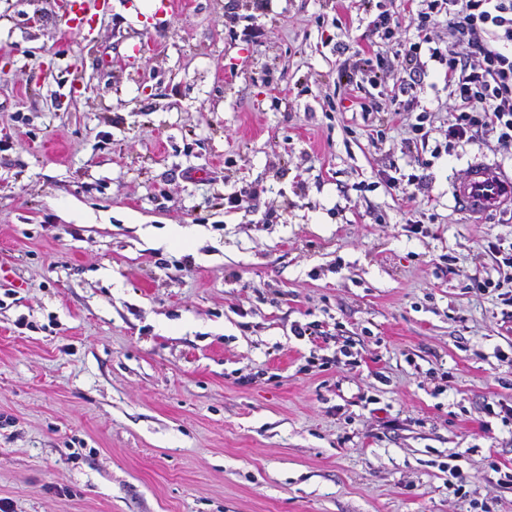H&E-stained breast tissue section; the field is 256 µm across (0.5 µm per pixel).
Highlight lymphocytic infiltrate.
Wrapping results in <instances>:
<instances>
[{
	"label": "lymphocytic infiltrate",
	"instance_id": "f902f5d3",
	"mask_svg": "<svg viewBox=\"0 0 512 512\" xmlns=\"http://www.w3.org/2000/svg\"><path fill=\"white\" fill-rule=\"evenodd\" d=\"M417 15V39L396 70L400 109L410 112L406 93L422 73L426 60L444 65L454 117L449 140L495 137L512 150V0H426ZM447 15L450 40L429 35L434 17Z\"/></svg>",
	"mask_w": 512,
	"mask_h": 512
}]
</instances>
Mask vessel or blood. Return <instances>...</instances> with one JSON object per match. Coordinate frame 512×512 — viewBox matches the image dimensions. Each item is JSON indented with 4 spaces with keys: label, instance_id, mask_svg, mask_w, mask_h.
I'll list each match as a JSON object with an SVG mask.
<instances>
[{
    "label": "vessel or blood",
    "instance_id": "vessel-or-blood-1",
    "mask_svg": "<svg viewBox=\"0 0 512 512\" xmlns=\"http://www.w3.org/2000/svg\"><path fill=\"white\" fill-rule=\"evenodd\" d=\"M456 206L471 219H482L512 206V170L477 161L454 187Z\"/></svg>",
    "mask_w": 512,
    "mask_h": 512
}]
</instances>
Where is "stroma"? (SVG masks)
I'll list each match as a JSON object with an SVG mask.
<instances>
[{"mask_svg": "<svg viewBox=\"0 0 512 512\" xmlns=\"http://www.w3.org/2000/svg\"><path fill=\"white\" fill-rule=\"evenodd\" d=\"M0 0V499L12 512H512V214L451 187L495 138L447 144L444 67L394 114L422 0ZM347 34L338 37L337 22ZM377 105L362 112L358 98ZM427 174L418 232L389 177ZM249 198L231 210L225 198ZM194 228L171 247V225ZM319 322L320 337L292 324ZM359 366L337 367L345 339ZM252 383H245V376ZM468 479L454 496L441 463Z\"/></svg>", "mask_w": 512, "mask_h": 512, "instance_id": "stroma-1", "label": "stroma"}]
</instances>
